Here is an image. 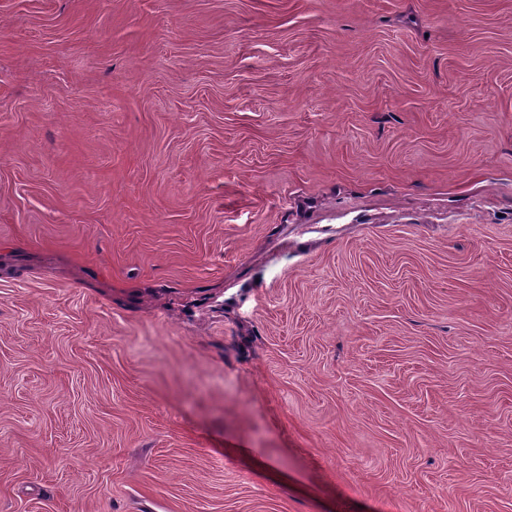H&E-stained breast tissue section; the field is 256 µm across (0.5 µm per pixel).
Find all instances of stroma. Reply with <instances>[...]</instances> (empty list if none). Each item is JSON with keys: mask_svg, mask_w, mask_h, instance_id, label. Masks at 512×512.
Masks as SVG:
<instances>
[{"mask_svg": "<svg viewBox=\"0 0 512 512\" xmlns=\"http://www.w3.org/2000/svg\"><path fill=\"white\" fill-rule=\"evenodd\" d=\"M0 512H512V0H0Z\"/></svg>", "mask_w": 512, "mask_h": 512, "instance_id": "stroma-1", "label": "stroma"}]
</instances>
